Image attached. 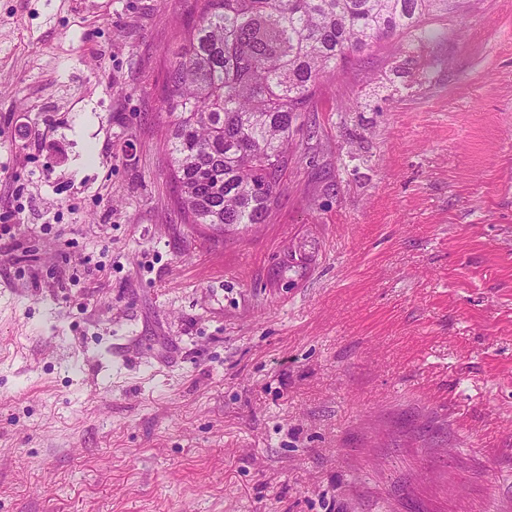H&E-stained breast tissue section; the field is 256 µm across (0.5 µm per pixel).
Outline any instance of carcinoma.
I'll return each mask as SVG.
<instances>
[{"label":"carcinoma","mask_w":512,"mask_h":512,"mask_svg":"<svg viewBox=\"0 0 512 512\" xmlns=\"http://www.w3.org/2000/svg\"><path fill=\"white\" fill-rule=\"evenodd\" d=\"M453 0H194L163 87L167 163L188 223L267 221L293 124L352 56L429 39Z\"/></svg>","instance_id":"cac0c4a2"}]
</instances>
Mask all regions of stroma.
I'll use <instances>...</instances> for the list:
<instances>
[{
  "mask_svg": "<svg viewBox=\"0 0 512 512\" xmlns=\"http://www.w3.org/2000/svg\"><path fill=\"white\" fill-rule=\"evenodd\" d=\"M192 2L0 0V512H512V0L327 78L225 236Z\"/></svg>",
  "mask_w": 512,
  "mask_h": 512,
  "instance_id": "stroma-1",
  "label": "stroma"
}]
</instances>
